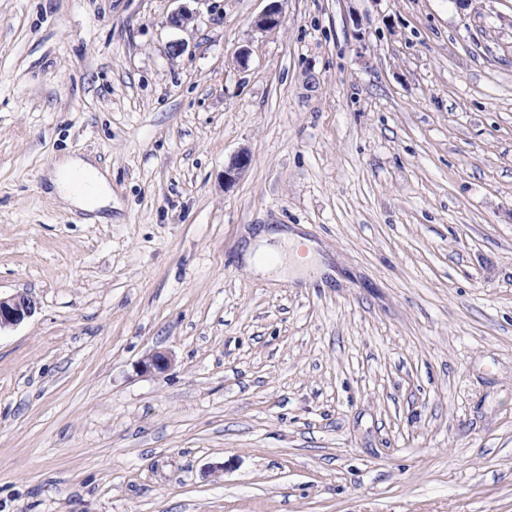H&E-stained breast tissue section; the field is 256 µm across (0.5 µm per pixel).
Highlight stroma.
<instances>
[{
    "label": "stroma",
    "mask_w": 512,
    "mask_h": 512,
    "mask_svg": "<svg viewBox=\"0 0 512 512\" xmlns=\"http://www.w3.org/2000/svg\"><path fill=\"white\" fill-rule=\"evenodd\" d=\"M269 4L0 0V512H512V0ZM50 194L62 203L94 213L112 203L108 171L72 155H65L49 172ZM267 238L278 240V247H269L265 250H258L254 253L248 252L245 255V262L248 264L256 274L263 277L266 276H280L289 269V261H284V246H290L292 250L290 267H297L301 269L305 263L312 256V248L308 240L303 238L297 233L276 232L267 235ZM307 246V253L305 256L300 255L299 250L301 247ZM37 305L27 293H16L8 298L0 297V332L13 328L31 317Z\"/></svg>",
    "instance_id": "1"
}]
</instances>
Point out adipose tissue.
Returning a JSON list of instances; mask_svg holds the SVG:
<instances>
[{"instance_id": "adipose-tissue-1", "label": "adipose tissue", "mask_w": 512, "mask_h": 512, "mask_svg": "<svg viewBox=\"0 0 512 512\" xmlns=\"http://www.w3.org/2000/svg\"><path fill=\"white\" fill-rule=\"evenodd\" d=\"M52 196L62 203L92 213L110 205L112 192L108 173L84 159L66 155L55 163L49 173ZM273 247L247 253L245 262L256 274L279 276L287 267H303L305 256L300 255L301 247L306 246L305 238L296 233L278 232Z\"/></svg>"}]
</instances>
